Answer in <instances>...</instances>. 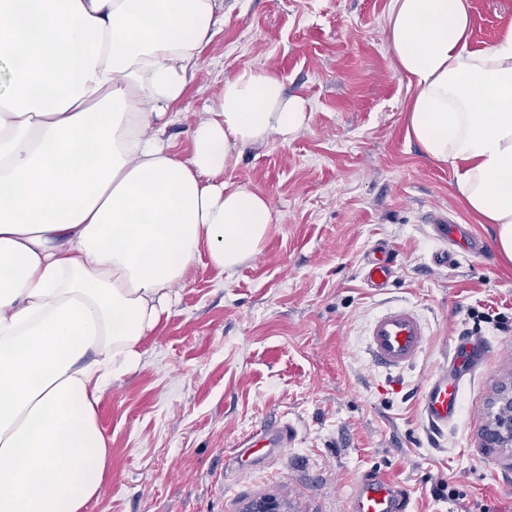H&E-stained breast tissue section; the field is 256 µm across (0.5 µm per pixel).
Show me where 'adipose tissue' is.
<instances>
[{
  "label": "adipose tissue",
  "mask_w": 512,
  "mask_h": 512,
  "mask_svg": "<svg viewBox=\"0 0 512 512\" xmlns=\"http://www.w3.org/2000/svg\"><path fill=\"white\" fill-rule=\"evenodd\" d=\"M217 0H0V512H89L112 455L97 406L191 267L260 252L268 198L241 148L305 125L276 75L225 79L178 157L166 129L219 31ZM406 135L450 168L512 264V26L472 45L470 0H390Z\"/></svg>",
  "instance_id": "adipose-tissue-1"
}]
</instances>
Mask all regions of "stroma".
<instances>
[{
    "label": "stroma",
    "mask_w": 512,
    "mask_h": 512,
    "mask_svg": "<svg viewBox=\"0 0 512 512\" xmlns=\"http://www.w3.org/2000/svg\"><path fill=\"white\" fill-rule=\"evenodd\" d=\"M389 2L222 0L224 23L177 111L198 117L225 78L262 67L305 100L306 125L288 144L242 149L226 173L271 203L261 251L230 276L197 261L139 364L103 393L112 457L90 512H244L265 497L282 512H347L366 471L403 485L412 512H512L507 452L480 439L496 385L512 376V267L490 225L462 209L451 169L406 138L411 90L385 35ZM471 14L474 45H492L512 25V0H471ZM445 211L488 241L487 254L433 263L448 244L427 218ZM379 240L397 269L373 292L361 268ZM394 306L431 332L398 394L365 344L369 322ZM489 309L502 325L482 321ZM462 330L502 354L463 382L460 413L437 434L420 393ZM282 420L297 431L291 446L243 455Z\"/></svg>",
    "instance_id": "obj_1"
}]
</instances>
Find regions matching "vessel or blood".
Returning <instances> with one entry per match:
<instances>
[{
  "mask_svg": "<svg viewBox=\"0 0 512 512\" xmlns=\"http://www.w3.org/2000/svg\"><path fill=\"white\" fill-rule=\"evenodd\" d=\"M438 232L449 241L465 244L467 250L482 254L486 245L461 224L435 214L430 218ZM394 258L383 245L373 247L364 258V280L369 288H386L393 276ZM430 330L412 308L397 306L377 315L367 330V350L373 363L388 374H399L418 362L429 343ZM491 346L487 340L470 335L457 337L447 367L439 369L421 393V405L430 423L440 426L455 421L459 411V390L463 373L471 367L487 366ZM295 438L291 426L281 423L260 432L267 448L287 447ZM348 512H411V500L398 483L378 473H364L353 482Z\"/></svg>",
  "mask_w": 512,
  "mask_h": 512,
  "instance_id": "1",
  "label": "vessel or blood"
}]
</instances>
